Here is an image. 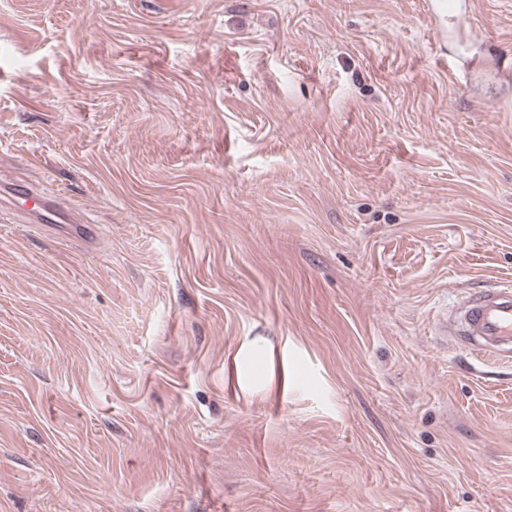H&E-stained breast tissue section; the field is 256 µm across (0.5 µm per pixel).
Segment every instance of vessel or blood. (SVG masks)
<instances>
[{"label":"vessel or blood","mask_w":512,"mask_h":512,"mask_svg":"<svg viewBox=\"0 0 512 512\" xmlns=\"http://www.w3.org/2000/svg\"><path fill=\"white\" fill-rule=\"evenodd\" d=\"M0 212L30 224H85L81 212L59 195L39 193L29 186L0 181ZM442 334L479 357L512 359V284L465 295L442 323Z\"/></svg>","instance_id":"obj_1"}]
</instances>
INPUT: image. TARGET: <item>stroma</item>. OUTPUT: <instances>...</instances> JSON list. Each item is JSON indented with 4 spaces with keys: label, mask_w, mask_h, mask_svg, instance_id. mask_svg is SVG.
Wrapping results in <instances>:
<instances>
[{
    "label": "stroma",
    "mask_w": 512,
    "mask_h": 512,
    "mask_svg": "<svg viewBox=\"0 0 512 512\" xmlns=\"http://www.w3.org/2000/svg\"><path fill=\"white\" fill-rule=\"evenodd\" d=\"M0 0V512H512V0ZM1 215L15 214L28 224H91L59 195L38 193L28 185L0 181ZM442 336H450L479 357L512 359V284L465 295L443 318Z\"/></svg>",
    "instance_id": "stroma-1"
}]
</instances>
